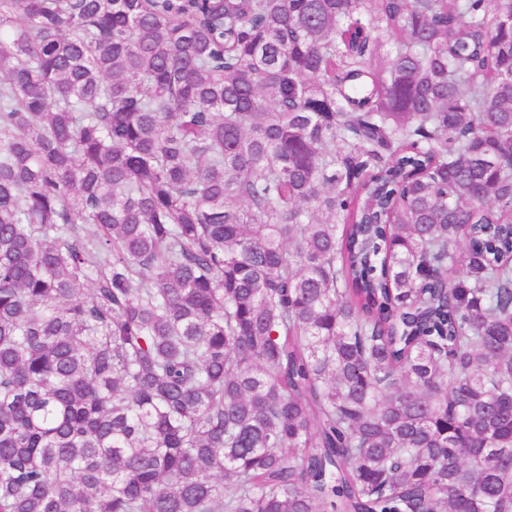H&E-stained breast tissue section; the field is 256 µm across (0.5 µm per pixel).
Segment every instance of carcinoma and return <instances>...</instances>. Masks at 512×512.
<instances>
[{
    "label": "carcinoma",
    "instance_id": "1",
    "mask_svg": "<svg viewBox=\"0 0 512 512\" xmlns=\"http://www.w3.org/2000/svg\"><path fill=\"white\" fill-rule=\"evenodd\" d=\"M0 512H512V0H0Z\"/></svg>",
    "mask_w": 512,
    "mask_h": 512
}]
</instances>
